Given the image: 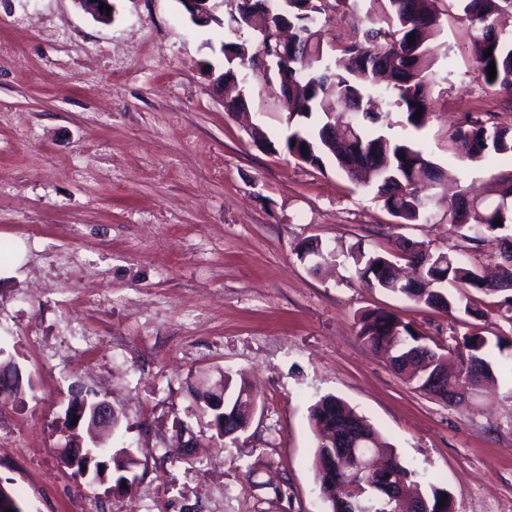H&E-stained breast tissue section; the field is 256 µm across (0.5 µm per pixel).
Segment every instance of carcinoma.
I'll list each match as a JSON object with an SVG mask.
<instances>
[{
    "mask_svg": "<svg viewBox=\"0 0 512 512\" xmlns=\"http://www.w3.org/2000/svg\"><path fill=\"white\" fill-rule=\"evenodd\" d=\"M323 0H279L276 10H268V0H228L227 25L249 28L256 32L257 47L247 41L226 42L222 47L227 63L224 82L237 80L238 68H258L259 55L271 67L267 80L276 85L288 114V124L296 128L288 135V154L318 170L332 162L346 176L359 171L367 175L366 186L383 202L384 208L400 224H419L427 220L429 195L443 179L441 168L415 144L405 138L393 139L381 134L378 126L382 113L374 111L368 90L375 75L388 76V88L397 98L396 106L404 114L405 125L415 130L425 127L431 108L435 84L437 46L433 38L440 32L438 0H361L358 15L348 0H337L349 8L352 21L361 25V38L347 45L333 47L324 31L316 27ZM462 19L473 31L477 45L475 59L486 85L512 97V29L498 24V16L512 13V0H456ZM414 43H409V36ZM492 55L485 56L488 48ZM495 62L496 77L489 80V63ZM351 114L344 120L335 117L337 110ZM420 118H414L416 112ZM455 155L477 161L488 156L512 159V126L487 124L471 120L458 127L451 136ZM307 153H302L301 146ZM502 189L492 201L473 199L469 219L453 223L459 204L465 197L448 202V221L459 237L476 246L487 241L496 244L497 254L512 249V174L502 178ZM501 225H495L496 221ZM398 254L366 253L360 245L349 248L356 274L370 279L385 291L400 295L419 306L442 310L453 317L463 314L482 318L484 314L468 304L469 289L490 294H504L501 305L512 312V267L500 269L496 280L482 275L480 267L462 253L437 252L408 238L397 245ZM299 256L326 260L332 251L319 239H310L299 248ZM456 292L448 291V288ZM357 335L370 349L389 353L391 364L404 379L420 388L425 367L424 353L435 351L428 337L396 314L372 309L361 315ZM501 341L492 344L478 327L457 343L455 354L459 368L455 381L467 388L477 387L492 377L491 358ZM228 395L242 400L237 407L240 425H248L245 383L237 384L224 375ZM316 435L313 465L324 499L326 512H344L345 497L341 487L327 483V475L339 468L340 458L330 441V433L340 421L361 430L369 439L368 447L378 451L374 466L361 474H347L348 485L375 491L382 481L394 477L411 495L421 494L430 512H453L447 490L429 482L422 484L418 473L406 466L376 428L344 400L327 395L310 410ZM118 480L138 465L132 453L123 448L111 455ZM444 502L438 506V502Z\"/></svg>",
    "mask_w": 512,
    "mask_h": 512,
    "instance_id": "carcinoma-1",
    "label": "carcinoma"
}]
</instances>
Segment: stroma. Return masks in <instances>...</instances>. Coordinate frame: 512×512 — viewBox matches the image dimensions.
Instances as JSON below:
<instances>
[{"instance_id":"stroma-1","label":"stroma","mask_w":512,"mask_h":512,"mask_svg":"<svg viewBox=\"0 0 512 512\" xmlns=\"http://www.w3.org/2000/svg\"><path fill=\"white\" fill-rule=\"evenodd\" d=\"M111 22L76 0H0V363L32 382L0 402V484L23 512H323L311 406L343 399L454 512H512V320L470 290L471 326L369 286L345 252L393 250L398 236L495 263L496 246L451 230L433 197L426 222L397 227L382 202L334 168L285 148L286 112L262 75L239 74L248 111L211 88L229 28L193 24L180 0H112ZM443 49L431 114L403 123L389 94L383 132L410 139L447 171L450 190L495 197L512 161L462 160L450 133L466 117L512 125V98L479 76L455 0H438ZM260 128L266 143L254 141ZM336 251L320 270L298 246ZM396 313L441 347L479 328L508 342L495 383L449 406L408 385L357 335L372 308ZM90 342L70 355L69 336ZM111 361L96 379L88 361ZM245 379L258 411L237 439L211 437L188 383ZM108 399L116 435L65 429L74 389ZM198 436L189 458L181 427ZM130 446L132 490L105 467L96 489L58 458Z\"/></svg>"}]
</instances>
